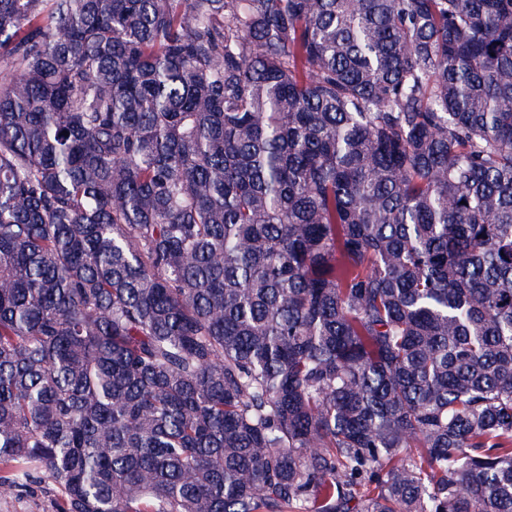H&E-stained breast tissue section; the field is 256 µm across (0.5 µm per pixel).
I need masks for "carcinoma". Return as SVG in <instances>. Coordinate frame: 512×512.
<instances>
[{"mask_svg":"<svg viewBox=\"0 0 512 512\" xmlns=\"http://www.w3.org/2000/svg\"><path fill=\"white\" fill-rule=\"evenodd\" d=\"M36 481L512 512V0H0V497Z\"/></svg>","mask_w":512,"mask_h":512,"instance_id":"carcinoma-1","label":"carcinoma"}]
</instances>
